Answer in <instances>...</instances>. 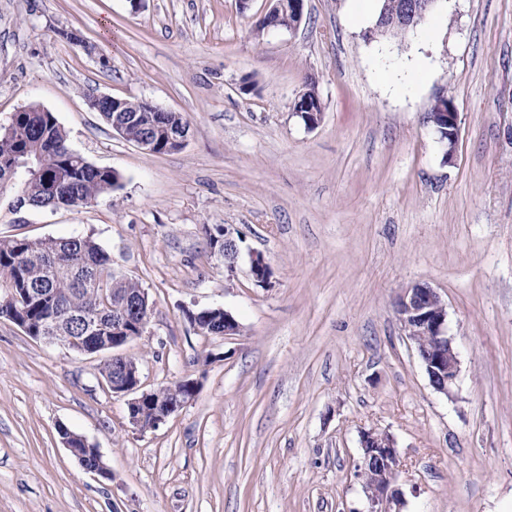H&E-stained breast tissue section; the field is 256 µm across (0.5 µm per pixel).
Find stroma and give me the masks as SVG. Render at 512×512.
Segmentation results:
<instances>
[{"mask_svg":"<svg viewBox=\"0 0 512 512\" xmlns=\"http://www.w3.org/2000/svg\"><path fill=\"white\" fill-rule=\"evenodd\" d=\"M268 8L0 0V122L44 107L74 151L122 176L78 207L18 209L0 190V239L92 237L153 303L121 349L142 391L199 382L142 432L105 354L0 318V512H365V429L396 442L400 512H512V0H444L435 38L381 42L351 0H305L292 32L258 31ZM416 64L419 83L390 80ZM311 81L323 115L309 130L292 103ZM443 93L460 115L449 163L426 122ZM98 94L181 113L184 147L144 153L89 108ZM228 227L231 268L210 246ZM418 284L447 305L448 395L397 314ZM216 306L239 333L205 336L185 316ZM63 426L112 479L78 464ZM75 437L70 438L65 437L62 438L64 445L68 448V450L75 454L74 448H87L88 455L86 456H77V460L79 464L87 471L98 476H101L104 479H111L112 472L106 467L102 460V455L98 448L95 445L88 442V440L83 436L80 438V434L73 433ZM84 441V443H83ZM70 442V443H69ZM73 448H71V445ZM85 444V445H84ZM86 446V447H85Z\"/></svg>","mask_w":512,"mask_h":512,"instance_id":"stroma-1","label":"stroma"}]
</instances>
